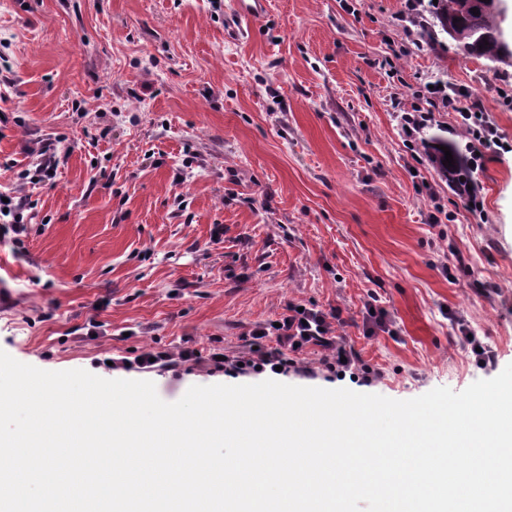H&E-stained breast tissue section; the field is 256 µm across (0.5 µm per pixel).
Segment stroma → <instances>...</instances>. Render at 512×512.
<instances>
[{
  "mask_svg": "<svg viewBox=\"0 0 512 512\" xmlns=\"http://www.w3.org/2000/svg\"><path fill=\"white\" fill-rule=\"evenodd\" d=\"M233 0H0V350L48 371L194 385L257 383L195 366L110 371L193 339L241 356L288 300L341 307L348 340L397 400L460 391L512 363V153L463 196L408 147L395 100L465 89L512 143V62L414 48L409 0H266L245 36ZM56 142L52 180L19 185ZM223 227L214 237L215 227ZM467 267L444 273L452 253ZM391 330L368 336L363 306ZM463 318L496 362H476ZM12 193L11 195H0V220L1 224H11V230L15 234L14 241L20 243L22 242L21 237H26L28 233V224L24 222V213L30 211L27 217L29 216L30 220L33 219V210L36 208V204L27 194H21L17 191ZM3 198H7L8 203H4ZM4 208L8 209L7 213H4ZM6 217H11V220L4 221L3 218Z\"/></svg>",
  "mask_w": 512,
  "mask_h": 512,
  "instance_id": "1",
  "label": "stroma"
}]
</instances>
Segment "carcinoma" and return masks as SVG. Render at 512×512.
Segmentation results:
<instances>
[{
    "instance_id": "carcinoma-1",
    "label": "carcinoma",
    "mask_w": 512,
    "mask_h": 512,
    "mask_svg": "<svg viewBox=\"0 0 512 512\" xmlns=\"http://www.w3.org/2000/svg\"><path fill=\"white\" fill-rule=\"evenodd\" d=\"M422 10L410 18V23L423 29L424 40L436 45L447 37L455 42L462 55L483 58L499 63L509 52L500 39L499 14L485 6L484 0H417ZM479 10L474 15L473 10ZM432 164L454 184L460 180H472L473 167L468 157L454 141L444 137L423 140ZM452 152L453 166L446 167L441 147Z\"/></svg>"
}]
</instances>
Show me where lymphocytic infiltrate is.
<instances>
[{
	"label": "lymphocytic infiltrate",
	"mask_w": 512,
	"mask_h": 512,
	"mask_svg": "<svg viewBox=\"0 0 512 512\" xmlns=\"http://www.w3.org/2000/svg\"><path fill=\"white\" fill-rule=\"evenodd\" d=\"M464 90H455L453 97H446L444 88L427 90V101L446 100L449 108L458 114V126L470 140L473 163H480L485 153L497 146V134L487 115L459 106ZM342 308L323 311L316 306L299 307L297 302H288L278 317L277 323L256 325L250 331L253 348L242 357L230 356L213 360L214 369L224 370L228 375H247L257 369L282 368L283 372H302L303 367L296 356L307 350H322L321 365L324 370L340 374L353 371L362 381L377 378L374 369L363 364L358 352L346 337L335 335V326L345 325Z\"/></svg>",
	"instance_id": "f902f5d3"
}]
</instances>
